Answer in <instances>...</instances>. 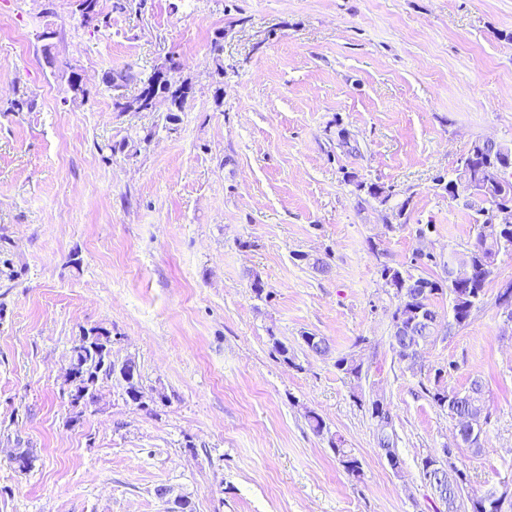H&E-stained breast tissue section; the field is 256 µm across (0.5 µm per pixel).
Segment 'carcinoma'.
Masks as SVG:
<instances>
[{
    "mask_svg": "<svg viewBox=\"0 0 512 512\" xmlns=\"http://www.w3.org/2000/svg\"><path fill=\"white\" fill-rule=\"evenodd\" d=\"M178 70L179 63L174 57H167L162 68L153 70L147 77L141 79L142 86L132 100L149 98L159 80H173V74ZM503 165L512 166V147L508 146L506 150L501 151L494 148L492 141H478L461 159L456 178L448 180L445 189L448 190V195L453 197L455 196L454 185L461 184L466 187L467 194L478 199L481 207L486 210L512 209V183L503 187L492 183L487 176L489 169ZM508 253L512 254V226L503 231L499 239L487 241L483 226L480 225L475 242L461 252H449L446 263H438L436 257L430 253L419 252L413 258L410 266L406 268L383 265L380 277L385 286L395 290L397 298V305L391 319L392 338L402 347V351L397 353L398 358L402 361L406 360V352L412 351L416 346L425 344L438 336V333L423 321L416 324L411 335L402 336L397 330L401 320H412L415 317V311L421 308L426 309L429 314L436 312L433 299L446 293L451 299L454 323L458 326L466 324L473 310L479 308L483 302L486 285L492 276V272L488 271L487 267L496 265L498 257ZM423 259L435 266L442 265L444 270L458 260L467 262L473 268V276L469 283L459 288L446 277L432 278L414 274L413 270L417 268V262ZM421 283L427 287V294L423 298L420 297L421 291L418 288ZM69 364L73 371L72 388L84 393L88 400L95 398L100 381L112 377L122 369V366L112 361V345L108 333L97 330L90 331L81 344L71 348ZM336 367L349 378H361L362 366L352 358L337 359ZM441 377L442 370L439 369L435 374L437 385L431 392L432 400L437 406L447 409L448 415L456 424L473 425L472 418L479 416L485 408V391L482 380L474 379L467 390L458 394L450 393L438 385ZM390 416V410H383L379 408L377 402H372L371 418L380 426L377 444L385 453L395 451L396 445L395 433L387 430ZM335 451L342 466L349 474L357 477L361 475L362 467L357 458L340 447L335 448ZM432 463L433 457L431 456L422 461V474L439 486L448 512H498V508L493 505V500L486 494L464 497L469 483L465 471L457 470L456 478L452 479L446 471H428Z\"/></svg>",
    "mask_w": 512,
    "mask_h": 512,
    "instance_id": "obj_1",
    "label": "carcinoma"
}]
</instances>
